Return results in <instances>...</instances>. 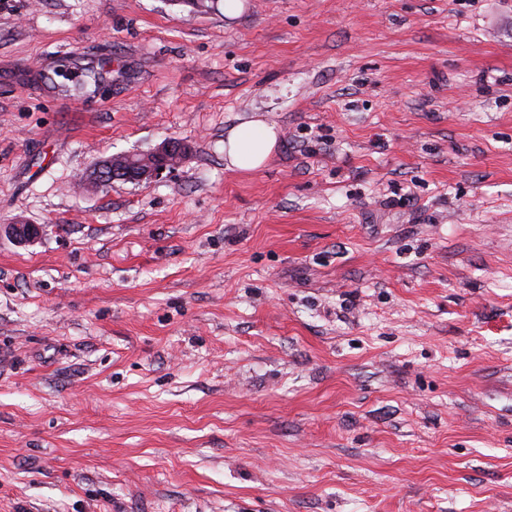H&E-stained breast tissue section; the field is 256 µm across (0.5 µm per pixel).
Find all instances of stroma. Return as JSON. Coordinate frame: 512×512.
<instances>
[{
  "label": "stroma",
  "mask_w": 512,
  "mask_h": 512,
  "mask_svg": "<svg viewBox=\"0 0 512 512\" xmlns=\"http://www.w3.org/2000/svg\"><path fill=\"white\" fill-rule=\"evenodd\" d=\"M19 217L0 512H512V0H0ZM278 144L273 125L259 119L243 121L231 128L224 140L227 169L251 172L263 168ZM188 145L180 140L168 139L147 154H120L95 162L85 173L84 186L100 191L114 181L134 183L151 182L163 173L175 170L187 157Z\"/></svg>",
  "instance_id": "1"
}]
</instances>
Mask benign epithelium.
<instances>
[{"mask_svg": "<svg viewBox=\"0 0 512 512\" xmlns=\"http://www.w3.org/2000/svg\"><path fill=\"white\" fill-rule=\"evenodd\" d=\"M188 152L185 142L168 139L146 154L109 156L95 162L86 171L82 183L93 191H100L112 186L114 181L151 182L175 170ZM7 232L21 242H33L41 237L43 227L18 219L7 225Z\"/></svg>", "mask_w": 512, "mask_h": 512, "instance_id": "7a95c632", "label": "benign epithelium"}]
</instances>
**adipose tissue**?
I'll return each instance as SVG.
<instances>
[{"label":"adipose tissue","instance_id":"obj_1","mask_svg":"<svg viewBox=\"0 0 512 512\" xmlns=\"http://www.w3.org/2000/svg\"><path fill=\"white\" fill-rule=\"evenodd\" d=\"M278 144L274 126L250 119L231 128L224 140L226 167L240 172L263 168Z\"/></svg>","mask_w":512,"mask_h":512}]
</instances>
